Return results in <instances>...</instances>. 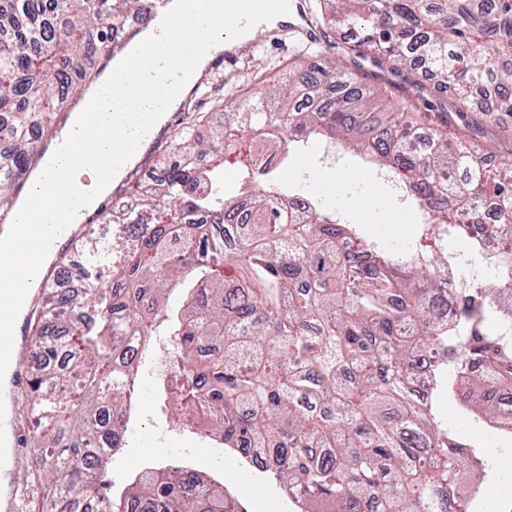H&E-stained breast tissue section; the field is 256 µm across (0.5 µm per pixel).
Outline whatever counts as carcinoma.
I'll return each instance as SVG.
<instances>
[{"mask_svg": "<svg viewBox=\"0 0 512 512\" xmlns=\"http://www.w3.org/2000/svg\"><path fill=\"white\" fill-rule=\"evenodd\" d=\"M145 0H9L0 41V215L16 181L45 164L33 132L51 139L73 77L93 84L91 49L110 52ZM311 21L347 38L309 75L286 69L270 86L257 71L212 93L224 125L206 140L210 113L183 107L176 143L160 144L107 208L112 235L88 232L85 291L41 292L35 362L23 417L41 426L46 512H235L224 477L179 465L142 473L118 494L106 483L112 453L136 411L140 368L154 336L175 343L181 382L174 408L202 418L201 437L271 474L301 512H469L490 472L432 411L433 395L493 421L512 400V150L490 164L469 119L512 117V0H316ZM370 58L372 69L361 64ZM317 139L392 174L434 238L468 239L485 283L445 287L448 253L412 241L392 252L340 211L278 174ZM197 155L211 165L193 166ZM238 179L224 193V170ZM178 290L182 305L169 304ZM463 300L460 316L445 312ZM135 337L141 353L127 357ZM430 358L428 396L405 386ZM479 365L482 372L471 371Z\"/></svg>", "mask_w": 512, "mask_h": 512, "instance_id": "obj_1", "label": "carcinoma"}]
</instances>
